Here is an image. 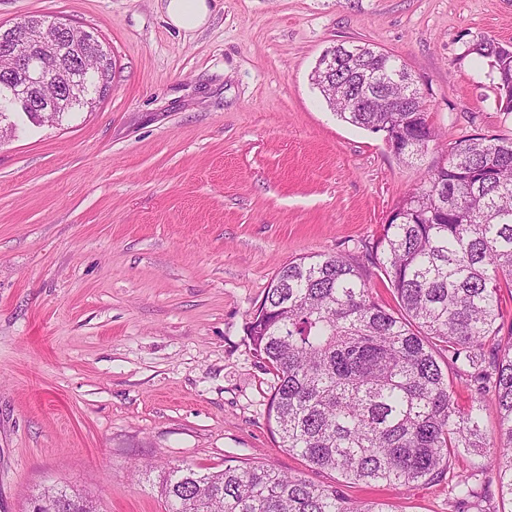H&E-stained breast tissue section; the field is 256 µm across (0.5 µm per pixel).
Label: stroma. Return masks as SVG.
I'll return each mask as SVG.
<instances>
[{
	"label": "stroma",
	"mask_w": 512,
	"mask_h": 512,
	"mask_svg": "<svg viewBox=\"0 0 512 512\" xmlns=\"http://www.w3.org/2000/svg\"><path fill=\"white\" fill-rule=\"evenodd\" d=\"M0 0L98 34L112 88L93 111L0 142V512L71 486L99 512H165L137 470L265 465L394 512H450L448 481L367 486L279 448L274 376L247 322L279 267L362 258L461 136L512 137L469 45H512V0ZM367 44L425 96L439 146L402 159L311 80ZM167 21L177 30L195 31L210 17L209 0H163Z\"/></svg>",
	"instance_id": "obj_1"
}]
</instances>
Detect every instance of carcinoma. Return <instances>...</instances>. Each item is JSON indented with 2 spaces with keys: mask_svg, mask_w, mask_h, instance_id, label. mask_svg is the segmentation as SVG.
<instances>
[{
  "mask_svg": "<svg viewBox=\"0 0 512 512\" xmlns=\"http://www.w3.org/2000/svg\"><path fill=\"white\" fill-rule=\"evenodd\" d=\"M355 51L353 64L411 79L396 58ZM472 53L486 60L500 105L512 112V51L484 39ZM111 82L109 61L82 78L83 91L101 95ZM321 93L341 120L390 139L422 123L419 112L352 111L356 92L343 72L336 97ZM436 140L430 126L398 156L423 154ZM395 209L403 221L385 225L368 255L398 311L372 300L351 259L314 255L277 270L247 323L255 354L277 377L279 447L344 481L408 487L448 472L450 507L491 512L497 497L512 502V322L501 307V290L512 288V138L461 136ZM457 379L471 391L466 410L455 401ZM487 398L497 411L493 437L483 425ZM150 486L166 512H395L262 465L203 474L176 466ZM60 491L67 508L85 502L98 512L79 490Z\"/></svg>",
  "mask_w": 512,
  "mask_h": 512,
  "instance_id": "obj_1",
  "label": "carcinoma"
}]
</instances>
